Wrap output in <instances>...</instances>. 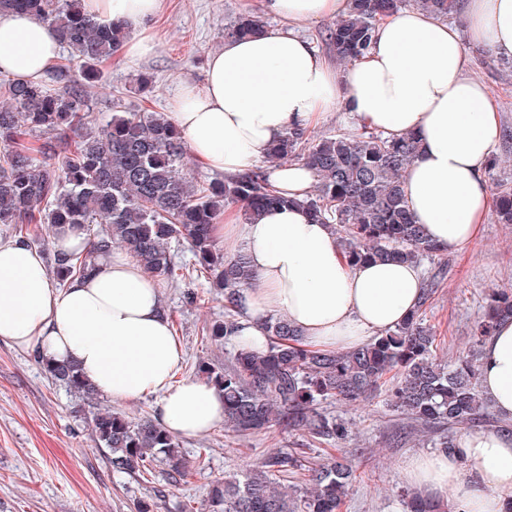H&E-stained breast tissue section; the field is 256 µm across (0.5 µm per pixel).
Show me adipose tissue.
Instances as JSON below:
<instances>
[{
	"instance_id": "ef3b65f1",
	"label": "adipose tissue",
	"mask_w": 512,
	"mask_h": 512,
	"mask_svg": "<svg viewBox=\"0 0 512 512\" xmlns=\"http://www.w3.org/2000/svg\"><path fill=\"white\" fill-rule=\"evenodd\" d=\"M350 3L263 0L279 26L226 39L202 81L180 86L167 117L197 164L227 176L263 164L289 129H314L335 107L383 135H414L419 152L403 174L409 209L443 251H463L480 240L493 207L484 170L502 135V114L471 75L466 47L512 58V0H465L460 27L422 10L401 11L382 19L367 53L341 69L296 26L345 16ZM161 7V0H82L84 12L101 22L141 24L124 47L128 58L153 51L149 23ZM59 52L47 25L0 12V71L32 82ZM270 181L296 205L253 220L228 207L212 227L217 243L238 242L254 273L236 297L238 345L266 350L268 322L284 317L305 348L349 351L416 309L424 288L416 264L351 262L333 225L315 223L299 207L315 181L310 169L278 167ZM0 341L75 362L112 399L157 396L156 422L175 435L198 437L224 420L222 393L202 380H176L181 341L157 279L128 254L100 257L88 275L62 286L39 248L0 240ZM479 372L499 425L465 432L451 452L411 457L403 478L422 497L451 501L453 512H512V318L498 322Z\"/></svg>"
}]
</instances>
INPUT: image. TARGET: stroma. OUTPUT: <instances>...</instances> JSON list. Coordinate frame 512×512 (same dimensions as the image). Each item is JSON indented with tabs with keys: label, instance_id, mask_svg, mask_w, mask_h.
Wrapping results in <instances>:
<instances>
[{
	"label": "stroma",
	"instance_id": "stroma-1",
	"mask_svg": "<svg viewBox=\"0 0 512 512\" xmlns=\"http://www.w3.org/2000/svg\"><path fill=\"white\" fill-rule=\"evenodd\" d=\"M261 9L262 0H163L151 24L154 51L107 61L92 97L94 110L111 112L117 100L131 109L167 111L180 83L202 79L209 55L224 43L226 25L240 13ZM468 52L472 76L486 85L504 131L512 132V59L473 46ZM143 72L155 80L154 92L146 97L135 90ZM420 269L427 278L443 274L424 322L436 336L437 360L454 365L470 348L471 329L492 290H512V224L499 223L496 213H489L482 238L464 254L422 260ZM162 290L184 351L180 378H197L203 361L230 365L234 346L202 334L203 327L223 319V297L203 279L166 283ZM98 408L151 419L157 400L120 403L101 396L88 407L47 378L33 351L0 342V512H135L140 500L154 505V512H182L187 505L192 512H207L211 486L243 470L247 458L277 448L300 449L312 463L328 455L322 444L291 427L235 439L219 425L204 436L180 439L190 469L186 482L171 485L160 469L144 483L113 473L107 449L96 447L91 419ZM326 409L346 422L349 436L336 454L359 473L340 512H403L401 493L407 484L401 466L416 454L435 451L438 434L424 432L397 410L385 389L352 403L327 402Z\"/></svg>",
	"mask_w": 512,
	"mask_h": 512
}]
</instances>
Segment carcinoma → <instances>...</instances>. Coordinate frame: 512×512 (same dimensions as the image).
<instances>
[{"instance_id": "cac0c4a2", "label": "carcinoma", "mask_w": 512, "mask_h": 512, "mask_svg": "<svg viewBox=\"0 0 512 512\" xmlns=\"http://www.w3.org/2000/svg\"><path fill=\"white\" fill-rule=\"evenodd\" d=\"M405 0H353L354 7L325 35L332 56L348 63L368 50L378 19L396 13ZM459 0H413L443 18L457 12ZM22 11L48 24L68 62L45 81L4 85L0 95V224L27 241L42 224L52 234L67 226L100 229L86 255H50L59 284L92 269V260L119 243L147 272L167 282L201 276L224 296V321L202 328L214 342L231 340L235 296L249 284L247 258L224 255L211 236V224L236 205L247 218L275 205L298 204L318 223L335 225L337 240L352 262L409 261L443 255L425 237L409 212L402 173L417 152L414 138L386 137L364 130L309 141L306 131L289 130L269 152L270 162H300L318 176L301 200L279 195L266 168L198 181L182 174L187 150L180 133L162 112H94L91 89L100 66L118 54L132 23L99 25L82 11L81 0H0V12ZM267 28L257 13H241L224 38H246ZM496 211L512 224V187L496 193ZM187 245L192 259L176 262L174 243ZM437 291L427 283L417 310L396 329L371 343L342 353L311 351L285 318L269 323L271 342L264 353L236 349L232 365H198L206 381L224 392V429L237 436L266 432L282 423L301 428L315 441L334 445L348 436L345 422L321 404L357 401L391 382L398 407L425 427H448L441 451L457 447V432L494 423L478 393V348L498 321L512 316V293L492 292L475 329L476 349L458 357L453 368L433 357L436 336L424 326L422 308ZM53 383L84 401L98 393L77 365L37 358ZM94 441L109 450L112 471L144 477L167 466L174 482L186 475L177 437L150 419H134L108 409L92 422ZM308 472L310 489L288 490V478ZM355 471L338 457L310 466L296 451L277 450L247 462L208 496V512H339ZM405 512H448V506L408 490Z\"/></svg>"}]
</instances>
